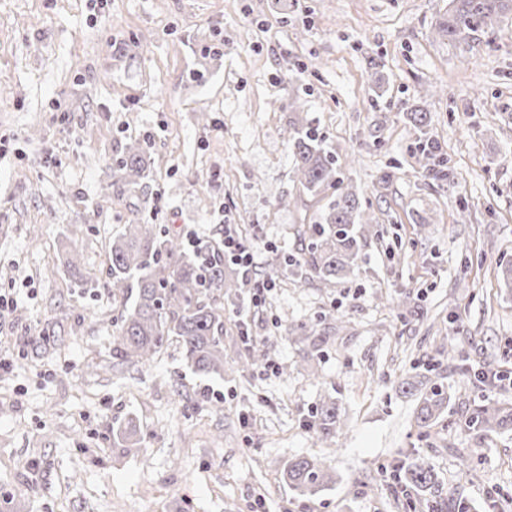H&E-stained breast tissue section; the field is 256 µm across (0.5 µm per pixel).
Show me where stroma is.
<instances>
[{"label": "stroma", "instance_id": "obj_1", "mask_svg": "<svg viewBox=\"0 0 512 512\" xmlns=\"http://www.w3.org/2000/svg\"><path fill=\"white\" fill-rule=\"evenodd\" d=\"M448 0H0V498L17 512H413L389 470L420 454L435 512H512V430L466 429L512 375V15L469 44L437 38ZM426 112L419 132L410 112ZM310 127L336 155L339 190L370 214L345 280L274 274L302 255L329 200L300 184L288 151ZM439 161L424 172L423 139ZM146 178L122 179L130 143ZM180 240L241 225L261 306L224 304V351L243 335L256 365L209 378L175 349L145 367L112 360L122 302L93 295L131 213ZM80 253V270L67 261ZM408 299L416 315L392 307ZM450 363L437 351L455 326ZM50 327L56 344L29 345ZM439 364L451 401L429 436L394 383ZM332 396L345 422L317 442L309 411ZM135 418L127 448L112 428ZM478 454L460 474L455 449ZM336 483L297 497L292 457Z\"/></svg>", "mask_w": 512, "mask_h": 512}]
</instances>
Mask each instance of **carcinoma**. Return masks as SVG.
<instances>
[{
    "instance_id": "1",
    "label": "carcinoma",
    "mask_w": 512,
    "mask_h": 512,
    "mask_svg": "<svg viewBox=\"0 0 512 512\" xmlns=\"http://www.w3.org/2000/svg\"><path fill=\"white\" fill-rule=\"evenodd\" d=\"M512 13V0H450L447 15L435 27L436 35L450 42L466 41L472 33L494 31L505 13ZM288 144L293 152L295 171L303 187L321 192L339 182L336 157L323 147V140L308 128H296ZM118 170L135 183L144 177L146 160L135 143L127 147ZM368 216L361 211L355 193L337 194L329 201L316 224L308 228L304 256L283 255L276 271L283 277L300 276L309 268L319 280L346 279L359 266L361 239ZM84 288L103 286L126 300L112 336V358L121 364L145 366L177 342L182 360L196 374L224 377V372L243 363L256 362L261 353L253 348L241 361L224 355V297L232 298L241 287L238 274L226 271L219 252L196 247L192 250L168 235L160 224H146L133 214L127 224L112 236L108 281L100 285L84 280ZM404 394L417 397L415 423L422 434H429L443 419L449 394L444 385L424 387L416 376L398 383ZM307 427L319 442L336 438L342 419L336 401L327 397L311 412ZM466 427L490 435L512 428V401L505 398L480 406ZM394 480L412 496L410 504L419 512L433 508L424 496L435 485L433 470L416 454L392 465ZM282 479L301 496H314L335 482L330 467L320 459H289Z\"/></svg>"
}]
</instances>
